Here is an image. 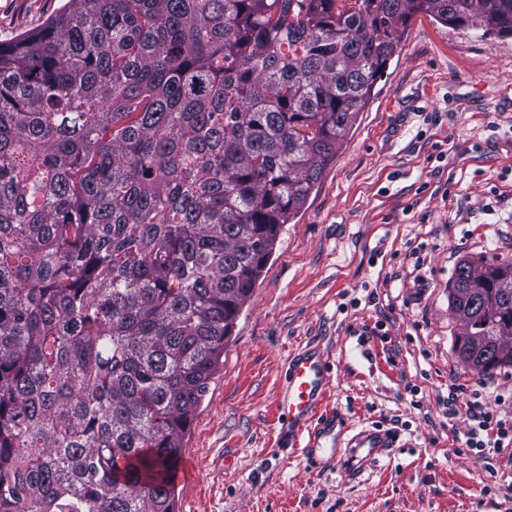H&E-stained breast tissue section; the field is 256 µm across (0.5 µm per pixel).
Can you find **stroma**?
I'll return each mask as SVG.
<instances>
[{
	"label": "stroma",
	"mask_w": 512,
	"mask_h": 512,
	"mask_svg": "<svg viewBox=\"0 0 512 512\" xmlns=\"http://www.w3.org/2000/svg\"><path fill=\"white\" fill-rule=\"evenodd\" d=\"M66 0H0V40ZM512 261V37L410 20L243 307L184 439L178 512H512V465L463 446L473 402L512 421V367L472 371L448 282ZM315 343L324 410L399 434L362 480L279 451L288 357Z\"/></svg>",
	"instance_id": "35a3bbf8"
}]
</instances>
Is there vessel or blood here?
I'll list each match as a JSON object with an SVG mask.
<instances>
[{"label":"vessel or blood","mask_w":512,"mask_h":512,"mask_svg":"<svg viewBox=\"0 0 512 512\" xmlns=\"http://www.w3.org/2000/svg\"><path fill=\"white\" fill-rule=\"evenodd\" d=\"M329 380L327 360L314 345L297 350L288 360L278 412L281 446L300 452L313 465L341 462L351 476L390 456L397 438L380 427L345 436L339 415H319Z\"/></svg>","instance_id":"b4317fda"}]
</instances>
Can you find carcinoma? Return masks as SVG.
Masks as SVG:
<instances>
[{
	"label": "carcinoma",
	"mask_w": 512,
	"mask_h": 512,
	"mask_svg": "<svg viewBox=\"0 0 512 512\" xmlns=\"http://www.w3.org/2000/svg\"><path fill=\"white\" fill-rule=\"evenodd\" d=\"M418 12L512 37V0H68L0 41V512H177L234 324ZM448 301L459 358L512 367V262Z\"/></svg>",
	"instance_id": "1"
}]
</instances>
